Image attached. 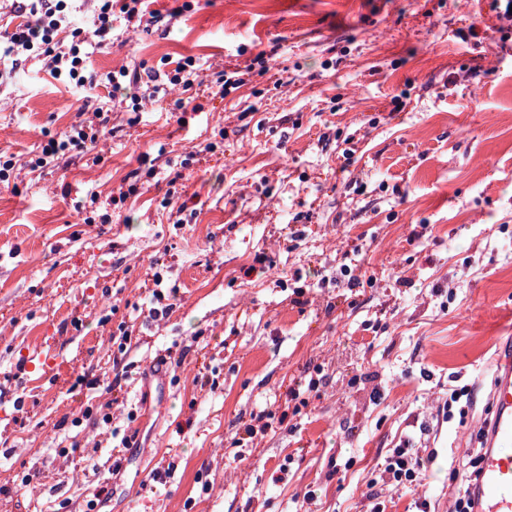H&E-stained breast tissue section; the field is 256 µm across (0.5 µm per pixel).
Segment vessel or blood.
Listing matches in <instances>:
<instances>
[{
    "mask_svg": "<svg viewBox=\"0 0 512 512\" xmlns=\"http://www.w3.org/2000/svg\"><path fill=\"white\" fill-rule=\"evenodd\" d=\"M489 400L473 512H512V357L500 362Z\"/></svg>",
    "mask_w": 512,
    "mask_h": 512,
    "instance_id": "vessel-or-blood-1",
    "label": "vessel or blood"
}]
</instances>
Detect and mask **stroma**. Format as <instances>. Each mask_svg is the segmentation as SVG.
I'll list each match as a JSON object with an SVG mask.
<instances>
[{
	"instance_id": "35a3bbf8",
	"label": "stroma",
	"mask_w": 512,
	"mask_h": 512,
	"mask_svg": "<svg viewBox=\"0 0 512 512\" xmlns=\"http://www.w3.org/2000/svg\"><path fill=\"white\" fill-rule=\"evenodd\" d=\"M145 2L160 21L115 25L93 89L0 65V512H81L104 485L103 512H367L377 459L469 385L420 480L386 491L387 512L454 502L512 337L503 0H192L175 18L174 0ZM474 19L493 36H467ZM186 57L189 92L111 100L108 72ZM221 71L243 86L219 89ZM97 108L113 129L98 165L29 168ZM344 264L364 287L337 279ZM153 265L178 291L155 321ZM122 323L135 342L116 358ZM170 351L186 362L160 365ZM316 366L326 383L296 406ZM86 402L135 442L72 426ZM268 410L287 426L229 454L239 420Z\"/></svg>"
}]
</instances>
